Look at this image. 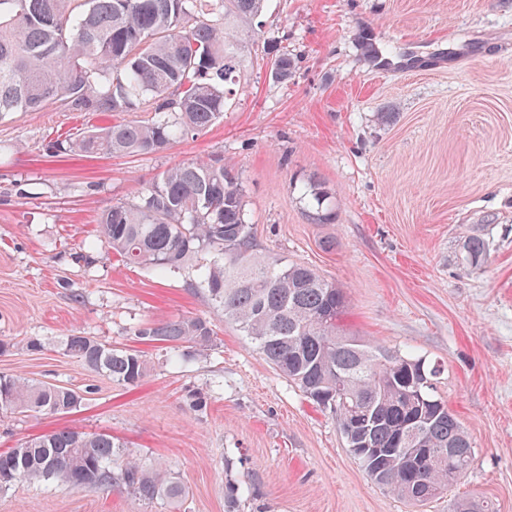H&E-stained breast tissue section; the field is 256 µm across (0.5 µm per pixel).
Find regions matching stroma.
Listing matches in <instances>:
<instances>
[{
    "label": "stroma",
    "mask_w": 512,
    "mask_h": 512,
    "mask_svg": "<svg viewBox=\"0 0 512 512\" xmlns=\"http://www.w3.org/2000/svg\"><path fill=\"white\" fill-rule=\"evenodd\" d=\"M248 65L222 119L154 155H56L58 134L120 112L0 117V375L84 396L67 415L0 414V448L63 428L105 432L161 462L187 489L170 506L108 489L24 483L0 512H451L459 498L512 512V0H269L238 28ZM295 61L272 81L268 59ZM209 157L238 170L260 254L308 265L347 295L346 335L439 365L438 391L473 446L457 485L417 507L374 484L335 418L215 316L188 272L159 279L99 248V216L134 202L164 169ZM332 194L314 223L300 188ZM483 239L485 262L459 261ZM202 317L214 346L167 362L131 329ZM81 333L139 350L150 372L125 387L23 339Z\"/></svg>",
    "instance_id": "obj_1"
}]
</instances>
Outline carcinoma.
Wrapping results in <instances>:
<instances>
[{
    "label": "carcinoma",
    "instance_id": "carcinoma-1",
    "mask_svg": "<svg viewBox=\"0 0 512 512\" xmlns=\"http://www.w3.org/2000/svg\"><path fill=\"white\" fill-rule=\"evenodd\" d=\"M265 0H0V114L145 112L85 131L59 152L87 156L148 155L198 134L223 114L244 66L235 22L251 21ZM293 68L286 54L271 60L284 82ZM319 224L336 220L331 193L315 182L302 188ZM105 245L130 266L165 278L191 267L224 320L250 339L269 364L317 407L336 419L346 446L365 442L390 454L354 459L376 485L414 505L448 491L470 465L473 446L437 390L439 367L421 356L363 344L338 330L344 291L316 270L260 259L246 213L242 179L219 157L174 165L133 203L104 212L83 257ZM488 246L469 239L461 263L478 266ZM143 341L166 345L168 361H185L190 348L214 345L215 332L200 317L148 321L133 327ZM64 354L135 386L148 374L140 351L71 334ZM84 397L59 385L0 376L1 414H69ZM423 430L422 447L444 454L410 476L408 443L401 434ZM450 448L460 450L448 455ZM22 482L71 487L123 484L150 503L177 502L185 487L107 433L60 429L0 450V491Z\"/></svg>",
    "mask_w": 512,
    "mask_h": 512
}]
</instances>
